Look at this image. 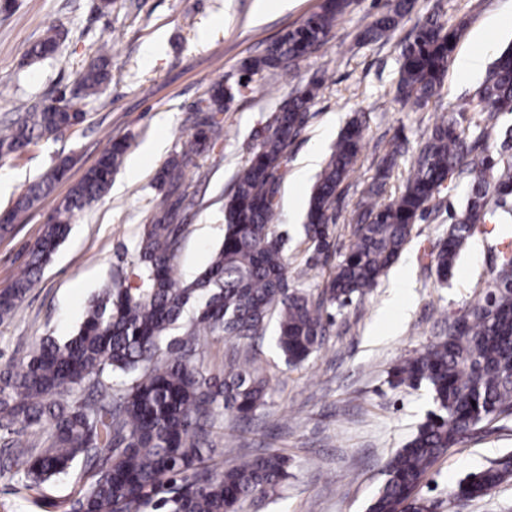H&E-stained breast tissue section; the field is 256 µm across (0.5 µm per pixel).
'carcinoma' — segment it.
I'll use <instances>...</instances> for the list:
<instances>
[{
  "label": "carcinoma",
  "instance_id": "carcinoma-1",
  "mask_svg": "<svg viewBox=\"0 0 512 512\" xmlns=\"http://www.w3.org/2000/svg\"><path fill=\"white\" fill-rule=\"evenodd\" d=\"M413 0H385L383 12L363 31L377 42L410 12ZM351 0H324L320 10L272 42L266 53L241 64L246 80L232 89L217 82L195 111L191 133L180 152L156 175L163 199L143 225L136 244V281L112 277L92 297L76 333L65 340L44 338L27 360L0 372V477L26 499L55 482L75 479L62 512H236L249 499L266 498L288 479V459L264 452L220 467L213 440L218 418L229 413L250 419L265 404L268 380L246 362L224 365V378L203 368L199 336L251 339L276 319L275 345L289 365H299L323 344L331 314L375 288L397 261L413 224L445 183L470 176L471 198L448 230L435 256L445 279L480 224L512 217V157L486 153L483 138L500 112H512V43L493 63L471 103L467 126L436 124L418 149L404 190L387 204L376 201L404 142L395 140L378 169L380 183L354 211V240L329 275L318 297L288 282L281 239L271 229L278 206L288 148L300 135L320 84L288 100L257 134L247 164L237 172L224 204V240L208 266L192 281L179 279L175 264L185 228V169L224 133L227 104L249 88L252 77L286 70L315 51L343 19ZM457 32L443 22L420 18L400 47L395 99L423 105L437 95ZM48 37L28 51L37 60L51 56ZM105 47L80 72L71 97L61 104L22 103L23 118L0 126V161L15 158L42 139L85 121L86 100L111 81ZM365 139L354 117L339 135L310 197L307 239L327 246L336 220L339 188L349 176ZM126 141H113L97 162L61 197L28 261L12 285L0 290V319L13 315L66 238L74 216L98 199L112 181ZM63 162L30 184L0 214V235L49 194L66 173ZM497 169L494 206L486 200L484 173ZM512 253L493 248L490 297L463 315V330L395 365L390 384H426L436 404L414 437L388 461L386 479L368 512H433L420 495L421 483L437 460L470 438L480 426L512 416ZM20 423L46 434L37 448L13 438ZM512 478V460L495 462L467 476L464 491L475 500Z\"/></svg>",
  "mask_w": 512,
  "mask_h": 512
}]
</instances>
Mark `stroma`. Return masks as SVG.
Segmentation results:
<instances>
[{
  "label": "stroma",
  "instance_id": "stroma-1",
  "mask_svg": "<svg viewBox=\"0 0 512 512\" xmlns=\"http://www.w3.org/2000/svg\"><path fill=\"white\" fill-rule=\"evenodd\" d=\"M322 0H294L292 8L264 18L254 0H15L0 13V122L16 117L18 101L50 102L70 90L83 66L104 41H111L112 82L88 100L83 124L41 141L16 159L0 162V211L61 160L66 177L53 192L22 213L13 231L0 237V289L8 287L28 260L31 244L70 185L93 166L109 142L129 148L108 191L79 213L52 261L26 294L18 311L0 322V372L29 358L43 338L65 339L78 328L85 304L113 274L133 277L138 235L162 194L155 176L176 152L194 118L195 105L217 81L237 87L243 60L317 11ZM385 0H354L349 12L318 51L298 68L278 72L274 83L255 77L223 114L225 135L186 169L187 230L177 257L181 279H193L224 237V201L234 176L249 158L256 135L289 96L322 80L301 135L288 149L279 207L272 222L285 242L288 276L295 287L318 294L347 253L351 218L366 196L395 137L409 151L399 156L380 201L402 191L423 133L440 119H460L486 71L464 75L449 66L442 89L420 108L393 100L399 77V47L416 18L430 14L461 27L456 54L470 51L487 32L494 62L512 42V0H415L410 16L388 39L364 42L361 31L383 11ZM56 36L47 59L27 57L29 47ZM367 130L353 172L343 182L331 246L316 253L303 224L312 182L296 175L310 152L328 155L353 117ZM153 140L163 149L146 159L139 175L131 166ZM468 182L456 179L416 222L397 263L364 298L334 309L322 347L298 366L287 365L271 336L253 340L204 336L203 364L223 376L231 356L250 358L269 380L266 404L247 427L224 416L214 436L231 464L255 452H280L291 460L278 496L248 502L240 512H366L385 480V465L433 411L428 387H392L389 373L448 332V326L483 299L489 280L492 235L476 230L447 281H440L432 254L448 234L451 219L467 205ZM512 456V417L484 423L463 445L442 456L426 476L422 495L437 512H512V481L485 497L453 503L450 492L469 474Z\"/></svg>",
  "mask_w": 512,
  "mask_h": 512
}]
</instances>
